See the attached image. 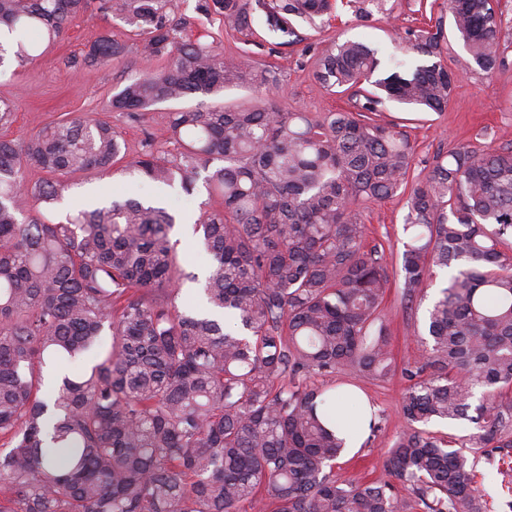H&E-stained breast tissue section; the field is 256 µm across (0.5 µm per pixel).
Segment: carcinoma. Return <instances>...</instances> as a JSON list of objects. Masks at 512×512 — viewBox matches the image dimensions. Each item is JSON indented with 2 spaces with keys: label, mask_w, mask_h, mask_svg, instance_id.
<instances>
[{
  "label": "carcinoma",
  "mask_w": 512,
  "mask_h": 512,
  "mask_svg": "<svg viewBox=\"0 0 512 512\" xmlns=\"http://www.w3.org/2000/svg\"><path fill=\"white\" fill-rule=\"evenodd\" d=\"M89 6L0 0V65L25 67ZM447 7L474 63L500 66L494 0ZM98 9L131 28L150 63L112 95V111L213 101L157 114L181 147L173 159L148 146L125 160L121 134L98 116L0 138V512H487L474 460L424 425L466 419L468 447L493 458L512 448V143L440 152L411 184L405 132L362 119L386 100L448 107L442 24L407 29L411 60L384 61L359 41L325 44L315 75L355 90V111L312 114L224 106V90L261 99L281 72L190 40L173 0H99ZM196 9L228 34L249 35L260 15L269 33L290 37L332 3L198 0ZM123 53L102 36L87 61ZM27 165L46 178L28 185ZM200 169L215 199L195 224L209 260L202 276L182 267L176 218L156 203L114 200L57 222L41 212L75 174L191 194ZM405 192L403 297L423 296L436 270H455L427 309L422 360L402 369L410 428L386 466L411 503L388 483L336 479L342 444L323 421L336 390L306 383L394 370L382 319L389 274L384 253L364 245L363 214Z\"/></svg>",
  "instance_id": "carcinoma-1"
}]
</instances>
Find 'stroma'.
I'll return each instance as SVG.
<instances>
[{"label":"stroma","mask_w":512,"mask_h":512,"mask_svg":"<svg viewBox=\"0 0 512 512\" xmlns=\"http://www.w3.org/2000/svg\"><path fill=\"white\" fill-rule=\"evenodd\" d=\"M175 3L179 15L190 23V35L204 36L207 42L225 53L236 54L244 50L256 63L280 68L281 86L265 96V103L305 112H338L352 107L350 93L326 91L314 78V53L319 42L362 40L389 54L404 45L405 31L415 25L419 9V0H383L379 7L373 0H366V12L359 15L348 6L347 0H336L334 17L319 20L313 27L299 24V42L281 46L269 35L263 17H256L255 33L246 43L226 34L218 22L196 13V0H175ZM500 8L503 12L502 66L491 73L481 71L457 35L449 34L448 67L456 80L447 110L423 113L413 120L400 105L388 102L380 112V120L400 123L410 136L414 145L411 181L421 180L430 172L437 153L461 145L485 149L512 142V0H500ZM104 35L124 46L121 62L86 63L85 57L92 44ZM144 67L139 40L129 27L97 13L80 16L68 25L54 48L37 57L25 69L15 70L9 63L0 67V97L12 99L16 108L14 123L0 129V136L25 139L61 117L90 113L105 117L121 133L127 157L140 154L149 141L153 142L155 150L175 157L176 145L157 135L154 112L145 111L135 120L111 109L113 93L128 78L141 73ZM75 180V187L56 207V214L87 208L114 196L161 203L186 226L179 235L178 253L182 266L188 271L202 272L205 259L187 227L202 214L208 200L205 186H198L194 194L188 195L177 187L133 183L118 176L102 178L79 174ZM406 212L407 198L401 194L370 204L364 213L365 244L380 246L386 257L390 283L382 308L396 371L383 379L339 372L332 377L313 376L308 380L309 385L315 387L331 385L339 389H357L367 397L376 414L378 427L368 433L360 451L351 456L340 455L335 461L334 474L346 481H390L386 468L387 452L408 428L400 413L407 387L400 368L420 360L422 346L418 337L426 332V310L431 298L437 296L446 282L445 272H438L426 288L425 299L413 302L403 299L400 266ZM475 470L488 512H505L507 502L512 501V476L504 473L501 462L484 456L477 457Z\"/></svg>","instance_id":"1"}]
</instances>
